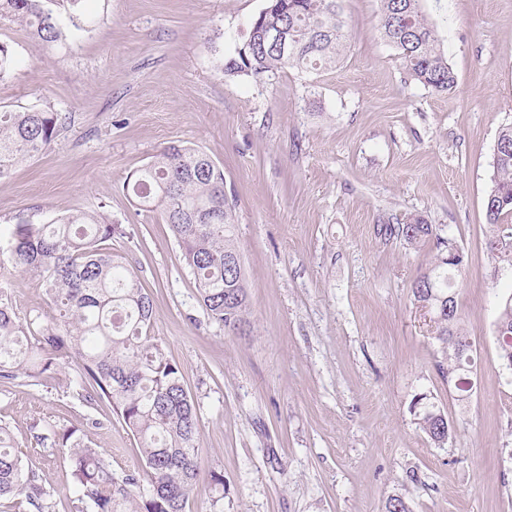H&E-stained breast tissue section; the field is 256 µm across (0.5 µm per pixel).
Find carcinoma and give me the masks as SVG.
<instances>
[{
    "instance_id": "obj_1",
    "label": "carcinoma",
    "mask_w": 512,
    "mask_h": 512,
    "mask_svg": "<svg viewBox=\"0 0 512 512\" xmlns=\"http://www.w3.org/2000/svg\"><path fill=\"white\" fill-rule=\"evenodd\" d=\"M84 0H0V18L18 19L46 42L70 30L81 31ZM342 0H278L254 19L235 56L221 64L224 74L260 82L289 69L320 72L340 63L344 53ZM421 0H381V29L408 75L434 92L456 83L437 29ZM289 29L288 51L281 54L260 41L269 25ZM10 46L0 43V79L15 67ZM66 117L59 112H0V178L45 150ZM124 190L146 213L160 212L178 240L194 275L197 300L208 317L229 334L246 326L248 285L235 243V204L224 194V170L205 152L171 143L136 170ZM512 124L499 131L486 195L487 248L512 267ZM379 233L421 247L433 227L419 217L385 224ZM123 235L101 215L72 211L49 224H18L0 269L32 271L38 285L60 307V318L41 322L22 317L11 289L0 285V379L22 376L30 382L74 369L72 382L87 403L104 402L137 440L141 471L112 472L102 450L73 429L49 426L37 437L43 445L67 449L77 501L92 512H186L202 470L198 448L197 405L182 382L181 370L159 339L150 335L153 302L126 258L106 247ZM463 254L450 247L412 286L415 301L436 324L435 340L448 365H439L454 387L467 392L471 344L454 297V272ZM499 356L512 371V292L501 296L496 320ZM422 431L435 443L448 436V420L428 410ZM23 498L36 512H48L50 493L26 466L7 427L0 424V498Z\"/></svg>"
}]
</instances>
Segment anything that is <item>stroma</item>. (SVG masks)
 I'll use <instances>...</instances> for the list:
<instances>
[{"label": "stroma", "mask_w": 512, "mask_h": 512, "mask_svg": "<svg viewBox=\"0 0 512 512\" xmlns=\"http://www.w3.org/2000/svg\"><path fill=\"white\" fill-rule=\"evenodd\" d=\"M267 0H90L92 22L48 44L0 20L20 64L0 79V109L65 114L41 153L0 179V244L19 224L80 209L120 225L112 247L154 304L153 330L198 405L203 473L189 512H512V375L495 336L512 269L487 249L485 195L500 128L512 123V0H423L455 73L452 91L412 80L380 30V0H343L347 41L329 71L230 77L218 60ZM206 152L236 202L249 284V333L232 336L198 304L168 224L140 212L125 181L163 147ZM418 216L461 251L459 315L472 389L438 368L431 313L413 281L437 254L384 237ZM20 314L58 317L30 272L10 276ZM70 373L0 380L8 426L51 494L74 512L66 460L36 440L75 428L117 474L140 454ZM441 411L433 443L419 422ZM422 431L434 442L448 440V420L440 411L428 410L421 418Z\"/></svg>", "instance_id": "stroma-1"}]
</instances>
